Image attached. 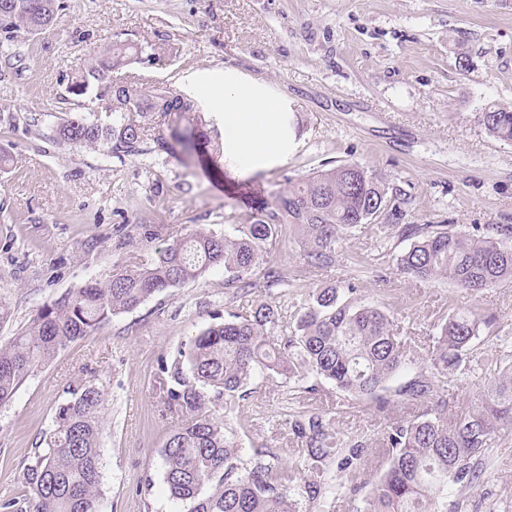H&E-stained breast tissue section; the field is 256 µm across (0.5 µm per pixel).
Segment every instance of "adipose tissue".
Masks as SVG:
<instances>
[{
  "label": "adipose tissue",
  "instance_id": "1",
  "mask_svg": "<svg viewBox=\"0 0 512 512\" xmlns=\"http://www.w3.org/2000/svg\"><path fill=\"white\" fill-rule=\"evenodd\" d=\"M213 94L224 106L225 156L247 157L256 169L284 156L288 130L280 112L255 85L228 74Z\"/></svg>",
  "mask_w": 512,
  "mask_h": 512
}]
</instances>
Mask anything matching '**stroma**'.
<instances>
[{
  "label": "stroma",
  "mask_w": 512,
  "mask_h": 512,
  "mask_svg": "<svg viewBox=\"0 0 512 512\" xmlns=\"http://www.w3.org/2000/svg\"><path fill=\"white\" fill-rule=\"evenodd\" d=\"M115 43L131 45L116 81L168 84L195 97L207 121L224 114L187 74L231 69L284 112L293 144L286 158L255 170L208 156L185 167L167 155L113 154L57 141L70 118H91L108 104L97 86L71 92V78ZM512 109V0H63L53 25L0 45V299L13 311L0 342L26 327L35 309L88 280L107 282L127 261H147L164 241L202 227L223 234L225 218L272 200L331 162H358L409 199L406 224H512V144L485 129L486 108ZM162 223L156 238L144 225ZM365 224L341 241L334 267L313 272L292 236L269 245V264L287 274L295 305L325 282L352 285L358 298L397 313L412 349L429 343L447 307L495 314L512 337V287L477 295L449 283L396 275L401 241L380 247ZM241 292L224 272L155 295L63 349L0 405V500L52 425L71 386L105 393L101 412L100 512H188L170 497L162 448L177 416L164 404L160 361L172 357L218 316L275 297L262 275ZM277 377L254 387L233 415L242 448L266 443L294 460ZM307 408H332L344 434L376 445L387 419L370 404L339 400L333 385L303 394ZM495 467L470 512H491L512 496V442L493 451Z\"/></svg>",
  "instance_id": "35a3bbf8"
}]
</instances>
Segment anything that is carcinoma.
<instances>
[{
  "label": "carcinoma",
  "instance_id": "obj_1",
  "mask_svg": "<svg viewBox=\"0 0 512 512\" xmlns=\"http://www.w3.org/2000/svg\"><path fill=\"white\" fill-rule=\"evenodd\" d=\"M57 0H0V29L14 38L24 30L49 26ZM128 47L115 43L96 56L71 84L83 92L90 80L112 102V122L71 118L56 129L57 139L85 146L103 141L126 155L180 153L190 163L207 144L221 154V141L199 127L200 105L167 84L114 82L112 68ZM191 117L193 126L178 128ZM487 131L512 142V110L482 113ZM161 125L146 144L147 131ZM407 204L400 189L356 163H341L291 182L288 188L218 235L191 230L133 269H118L101 284L90 281L39 306L26 328L0 344V403L11 399L37 367L59 349L88 336L112 317L132 311L153 295L195 281L214 268L224 284L246 290L254 272L287 284L268 265L267 246L282 228L293 232L301 257L313 270L336 264L343 235L377 222L382 244L409 238L396 260V274L420 281L446 280L470 294L512 284V225L484 224L467 233L454 224H390ZM355 288L334 284L311 289L289 336L283 332L288 294L233 313L196 334L163 365V398L181 413L163 448L164 481L170 496L190 512H330L345 490L363 494L364 512H466L472 495L491 475L492 449L512 438V338L497 332L496 318L451 308L432 326L431 342L411 353L398 329V317L376 302L363 303ZM500 348L499 366L486 367L480 346ZM413 378L392 390L390 381L410 368ZM306 370L318 391L328 382L345 399H367L378 409L404 404L411 413L387 423L381 434L382 459L365 454L367 438L335 428L334 412L311 409L290 421L300 440L297 460L279 462L264 444L242 448L228 423L208 405L224 401L233 412L248 386L274 376L297 377ZM469 375L481 381L473 401L448 409V381ZM60 406L54 427L34 449V461L20 482L27 493L0 503L4 512H99L101 497L100 412L104 393L93 385L76 387Z\"/></svg>",
  "mask_w": 512,
  "mask_h": 512
}]
</instances>
